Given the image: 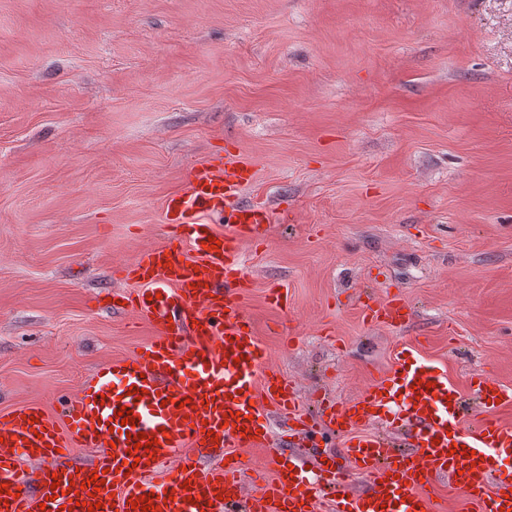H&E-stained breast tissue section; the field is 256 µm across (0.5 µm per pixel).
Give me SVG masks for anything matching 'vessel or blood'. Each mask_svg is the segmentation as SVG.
<instances>
[{
	"label": "vessel or blood",
	"mask_w": 512,
	"mask_h": 512,
	"mask_svg": "<svg viewBox=\"0 0 512 512\" xmlns=\"http://www.w3.org/2000/svg\"><path fill=\"white\" fill-rule=\"evenodd\" d=\"M256 175L238 153L192 166L185 188L163 202L166 242L141 251L126 268L131 290L112 296L113 309L155 326L154 338L99 367L58 413H0V512H132L136 502L150 512H435L441 480L467 492L473 512H512V475L497 469L512 454V425L499 418L511 385L476 373L460 389L404 345L362 395L323 398L321 425L307 422L242 307L251 286L243 246L271 220L269 207L241 199ZM362 316L398 328L411 308L396 295L371 296ZM124 408L132 424H122ZM320 426L336 431L339 450L313 447ZM141 432L150 449H135ZM75 447L90 459L70 462ZM251 447L278 457L253 494L238 455ZM26 460L39 465L27 484ZM355 479L363 490H352Z\"/></svg>",
	"instance_id": "vessel-or-blood-1"
}]
</instances>
